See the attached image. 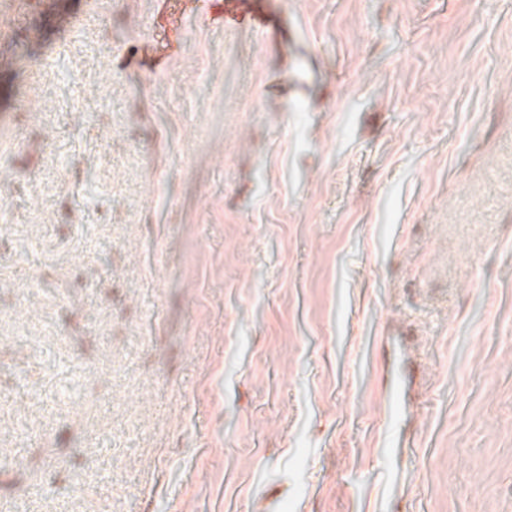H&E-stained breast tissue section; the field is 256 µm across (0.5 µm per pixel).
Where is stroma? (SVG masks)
<instances>
[{"mask_svg":"<svg viewBox=\"0 0 512 512\" xmlns=\"http://www.w3.org/2000/svg\"><path fill=\"white\" fill-rule=\"evenodd\" d=\"M265 2L0 0V512H512V0ZM242 1L247 0H226L224 3V26L236 27L243 23H248L251 26L263 30L266 18L263 14H252L248 20L241 12L235 7ZM408 344L400 339L386 343V369L382 378V389L390 411L391 431H396L406 418L410 359Z\"/></svg>","mask_w":512,"mask_h":512,"instance_id":"1","label":"stroma"}]
</instances>
